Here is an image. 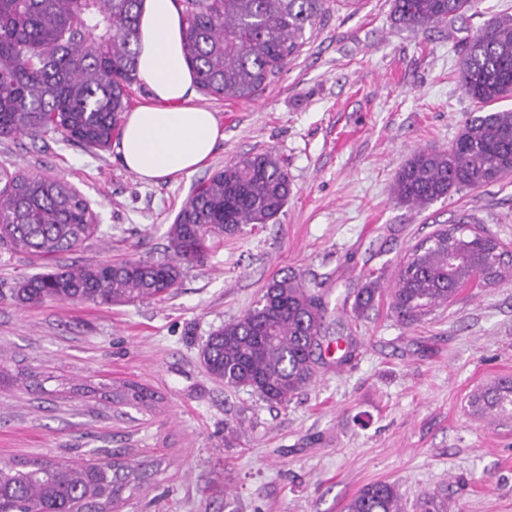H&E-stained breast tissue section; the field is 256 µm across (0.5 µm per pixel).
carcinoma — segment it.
Wrapping results in <instances>:
<instances>
[{
	"label": "carcinoma",
	"instance_id": "obj_1",
	"mask_svg": "<svg viewBox=\"0 0 512 512\" xmlns=\"http://www.w3.org/2000/svg\"><path fill=\"white\" fill-rule=\"evenodd\" d=\"M144 0H0V137L32 139L52 131L90 152L107 151L120 136L129 90L138 80ZM479 0H392L394 22L413 32L448 24L476 11ZM183 48L201 93L250 101L270 85L329 12L331 0H178ZM458 84L475 104L446 149L414 151L396 174L392 192L422 208L464 188L512 173V15L487 20L462 49ZM292 193L288 171L270 152L247 154L215 171L188 197L168 229L173 257L57 266L12 291L25 308L48 300L135 304L169 293L183 264L200 258L210 239L234 235L243 224L278 219ZM440 229L426 247L412 249L390 290L393 312L412 324L450 303L482 276L498 284L505 264L499 240L471 229ZM96 231L90 201L60 177L0 169V249L53 259ZM379 279L361 288L353 309L361 316L380 296ZM327 309L299 276L273 277L243 316L208 338L200 360L228 388L251 389L261 399L288 404L314 376L315 350ZM112 402L151 410L158 397L125 382ZM474 413L512 416V379L477 389ZM148 478L141 465L121 460L72 464L43 458L0 464V512H112ZM346 512H404L394 483L364 486Z\"/></svg>",
	"mask_w": 512,
	"mask_h": 512
}]
</instances>
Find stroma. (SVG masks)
<instances>
[{"instance_id": "1", "label": "stroma", "mask_w": 512, "mask_h": 512, "mask_svg": "<svg viewBox=\"0 0 512 512\" xmlns=\"http://www.w3.org/2000/svg\"><path fill=\"white\" fill-rule=\"evenodd\" d=\"M391 0L334 6L278 79L251 102L197 95L224 138L189 177L147 184L118 149L97 154L47 134L0 138V166L51 172L92 203L94 236L59 265L170 258L167 231L195 185L239 157L269 151L293 191L271 224L243 225L186 265L173 292L136 305L15 304L41 259L0 252V463L33 457L155 465L117 512H344L366 484H397L406 512L444 493L448 512H512V418L473 414L478 388L512 378V282L465 288L410 325L388 296L355 317L364 276L391 286L410 249L464 214L512 250V174L421 209L393 179L414 150L450 146L474 110L457 82L462 40L512 0L414 33ZM322 295L328 342L312 383L288 406L226 389L200 362L224 322L243 316L273 276ZM125 381L159 397L146 412L102 391Z\"/></svg>"}]
</instances>
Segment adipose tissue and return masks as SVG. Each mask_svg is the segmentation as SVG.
Listing matches in <instances>:
<instances>
[{"instance_id":"obj_1","label":"adipose tissue","mask_w":512,"mask_h":512,"mask_svg":"<svg viewBox=\"0 0 512 512\" xmlns=\"http://www.w3.org/2000/svg\"><path fill=\"white\" fill-rule=\"evenodd\" d=\"M138 77L147 100L126 114L119 152L124 166L146 182L191 176L224 137L214 112L198 106L195 79L181 50L176 0H145Z\"/></svg>"}]
</instances>
